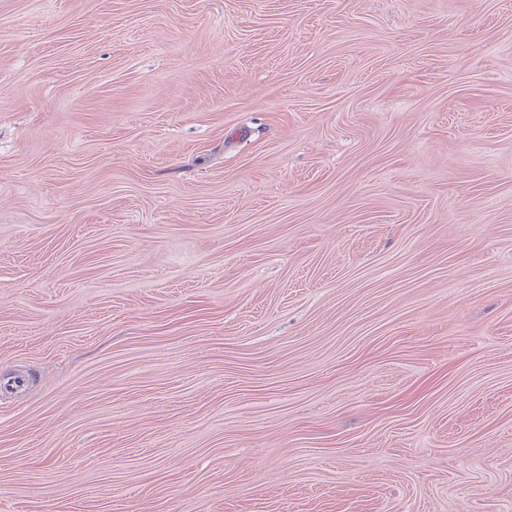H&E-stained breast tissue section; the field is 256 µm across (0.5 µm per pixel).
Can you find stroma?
I'll return each mask as SVG.
<instances>
[{
    "label": "stroma",
    "mask_w": 512,
    "mask_h": 512,
    "mask_svg": "<svg viewBox=\"0 0 512 512\" xmlns=\"http://www.w3.org/2000/svg\"><path fill=\"white\" fill-rule=\"evenodd\" d=\"M0 512H512V0H0Z\"/></svg>",
    "instance_id": "obj_1"
}]
</instances>
